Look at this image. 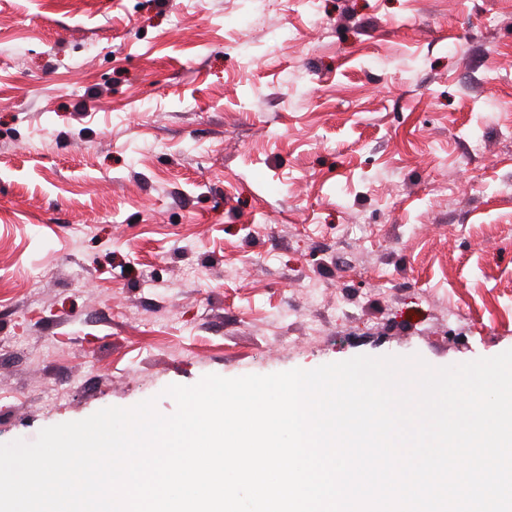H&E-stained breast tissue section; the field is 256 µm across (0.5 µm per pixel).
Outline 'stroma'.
<instances>
[{"label": "stroma", "instance_id": "obj_1", "mask_svg": "<svg viewBox=\"0 0 512 512\" xmlns=\"http://www.w3.org/2000/svg\"><path fill=\"white\" fill-rule=\"evenodd\" d=\"M320 18L0 0V444L209 374L512 349V0Z\"/></svg>", "mask_w": 512, "mask_h": 512}]
</instances>
